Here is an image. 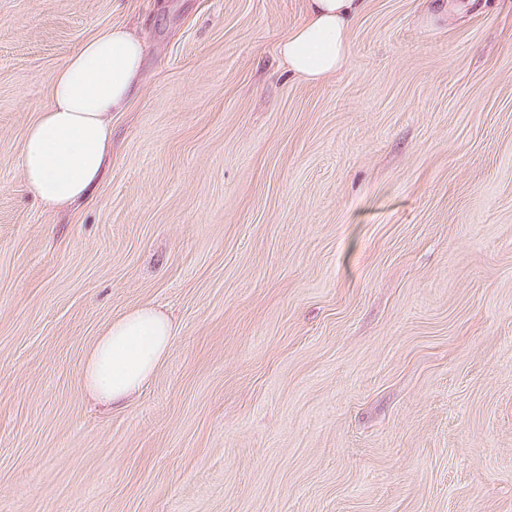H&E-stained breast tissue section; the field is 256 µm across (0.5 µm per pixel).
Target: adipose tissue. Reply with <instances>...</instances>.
Masks as SVG:
<instances>
[{"label":"adipose tissue","instance_id":"1","mask_svg":"<svg viewBox=\"0 0 512 512\" xmlns=\"http://www.w3.org/2000/svg\"><path fill=\"white\" fill-rule=\"evenodd\" d=\"M366 0H308L305 22L279 43L288 72L320 81L339 72L349 52V29ZM144 47L124 26L85 40L51 77L50 100L29 126L20 161L25 182L50 209L88 195L101 181L112 146V115L126 111L140 87ZM173 325L149 305L112 321L83 367L90 393L119 409L164 361Z\"/></svg>","mask_w":512,"mask_h":512}]
</instances>
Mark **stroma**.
<instances>
[{
	"label": "stroma",
	"instance_id": "obj_1",
	"mask_svg": "<svg viewBox=\"0 0 512 512\" xmlns=\"http://www.w3.org/2000/svg\"><path fill=\"white\" fill-rule=\"evenodd\" d=\"M307 0H0V512H512V0H368L290 75ZM141 88L94 195L28 189L88 37ZM150 305L127 406L83 380ZM367 0H308L305 22L279 43L278 54L288 73L320 81L339 72L349 52V29ZM173 335L171 321L150 305L112 321L85 360L83 378L90 393L112 409L124 407L162 364Z\"/></svg>",
	"mask_w": 512,
	"mask_h": 512
}]
</instances>
